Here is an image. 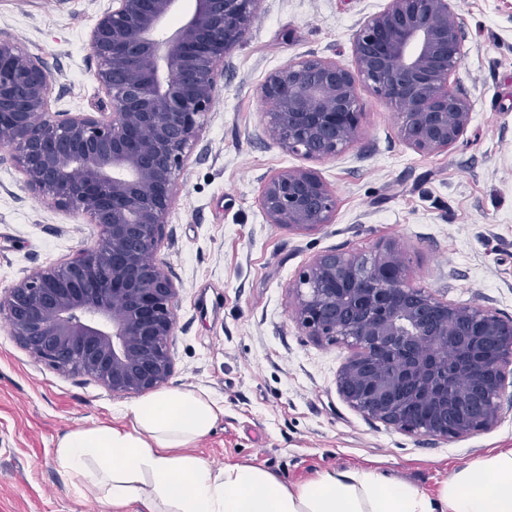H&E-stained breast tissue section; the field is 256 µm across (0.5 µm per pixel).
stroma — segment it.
<instances>
[{
  "label": "stroma",
  "instance_id": "1",
  "mask_svg": "<svg viewBox=\"0 0 512 512\" xmlns=\"http://www.w3.org/2000/svg\"><path fill=\"white\" fill-rule=\"evenodd\" d=\"M107 0H0V32L42 57L55 111H97L89 35ZM388 0H260L224 60L208 112L178 179L157 259L177 288L171 389L223 405L195 447L219 465L252 464L286 484L326 469L372 468L436 497L453 471L512 448V382L488 432L445 440L398 431L351 407L337 389L350 348L308 335L292 317L293 286L317 256L396 243L411 282L449 302L512 318V0H453L463 61L453 77L472 121L448 150L400 138L397 110L359 84L356 139L336 157L288 153L268 126L260 87L290 60L352 64L363 22ZM316 169L336 196L330 223H270L263 179ZM100 230L24 185L17 158L0 162V297L24 273L93 245ZM132 396L83 373L38 362L0 317V512H99L58 465L64 433L122 423Z\"/></svg>",
  "mask_w": 512,
  "mask_h": 512
}]
</instances>
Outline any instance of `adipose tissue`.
<instances>
[{
  "label": "adipose tissue",
  "instance_id": "ef3b65f1",
  "mask_svg": "<svg viewBox=\"0 0 512 512\" xmlns=\"http://www.w3.org/2000/svg\"><path fill=\"white\" fill-rule=\"evenodd\" d=\"M220 412L203 392L165 390L129 405L125 424L65 433L56 459L100 512L133 503L143 512H512V449L456 470L435 499L371 470H325L290 486L194 452Z\"/></svg>",
  "mask_w": 512,
  "mask_h": 512
}]
</instances>
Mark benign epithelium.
Here are the masks:
<instances>
[{"mask_svg": "<svg viewBox=\"0 0 512 512\" xmlns=\"http://www.w3.org/2000/svg\"><path fill=\"white\" fill-rule=\"evenodd\" d=\"M109 2L89 38L102 93L97 112L52 111L44 61L0 35V149L19 152L30 191L101 229L92 246L26 273L0 298V315L37 360L130 395L173 373L176 288L157 248L224 57L259 0H194L167 36L181 0ZM462 40L451 0H389L357 33L354 66L311 55L266 77L269 127L292 154L333 158L357 135L363 82L399 110L406 145L445 150L472 118L452 81ZM261 207L273 224L314 229L330 223L336 200L315 169L298 167L266 181ZM294 289L297 324L353 349L337 378L353 408L446 440L499 422L512 374L511 318L414 286L393 243L368 255L322 254Z\"/></svg>", "mask_w": 512, "mask_h": 512, "instance_id": "7a95c632", "label": "benign epithelium"}]
</instances>
